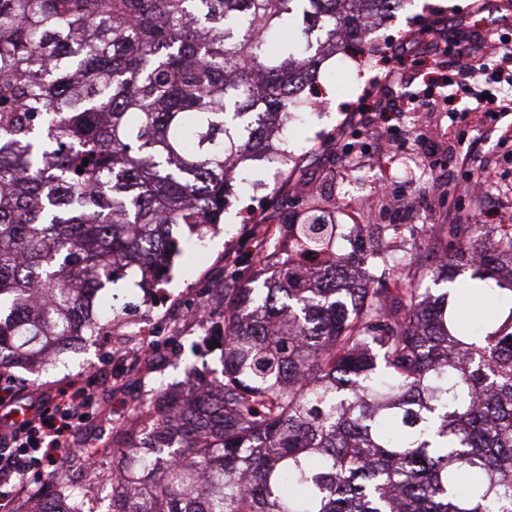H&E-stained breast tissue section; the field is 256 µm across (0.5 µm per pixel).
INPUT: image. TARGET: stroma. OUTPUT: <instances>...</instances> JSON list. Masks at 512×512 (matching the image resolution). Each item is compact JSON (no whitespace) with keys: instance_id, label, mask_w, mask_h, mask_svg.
Listing matches in <instances>:
<instances>
[{"instance_id":"stroma-1","label":"stroma","mask_w":512,"mask_h":512,"mask_svg":"<svg viewBox=\"0 0 512 512\" xmlns=\"http://www.w3.org/2000/svg\"><path fill=\"white\" fill-rule=\"evenodd\" d=\"M505 14L512 16V0H406L372 32L379 48L376 63L361 64L350 52L325 61L320 86L327 106L307 111L304 121L288 131V149L296 161L287 172H279L277 164L271 162H249L255 183L238 190L224 210L222 224L209 233L205 243L192 240L184 226L172 227L181 253L174 258L169 278L155 297L122 279L107 285L98 294L108 311L102 319L103 335L83 337L81 343L53 358L45 370L16 367L11 369V376L32 388L62 391L76 374L88 370L125 374L120 348L133 342L136 325L145 318L159 328L157 343L163 356L130 377L128 398L112 399L113 420L136 421L157 409L160 386H168L170 395L180 394L189 368L209 379L220 376L223 350L201 344L205 324L194 319L190 309L199 297L223 294L230 286H252V276L243 266L253 251L254 226L244 223L242 215L251 210L260 223H283L289 210L304 206L292 192L297 183L306 186L308 196L332 197L340 224L394 223L389 201L403 197L407 227L395 240L415 253L435 224L443 225L449 243H456L461 229L448 217V184L463 182L469 174L484 169L490 174V183L480 201L462 199L463 212L476 208L481 212V223L512 224V111L499 113L493 121L483 113L465 111L463 102L447 101V86L430 82L428 62L413 54L400 59L394 54L411 32L428 26L439 28L451 21L468 24L475 19L496 28ZM388 68L403 73L401 85H376V76ZM371 93L393 98L409 109L430 97L444 98L445 103L441 110L423 113L421 124H413L404 116L395 131H367L354 143V168L329 172L327 147ZM437 128L444 129L443 138H431V131ZM387 138L395 151L428 166L426 180L411 183L400 172H388L383 159ZM364 195L372 198L365 210L359 204Z\"/></svg>"}]
</instances>
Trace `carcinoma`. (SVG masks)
Here are the masks:
<instances>
[{
	"label": "carcinoma",
	"mask_w": 512,
	"mask_h": 512,
	"mask_svg": "<svg viewBox=\"0 0 512 512\" xmlns=\"http://www.w3.org/2000/svg\"><path fill=\"white\" fill-rule=\"evenodd\" d=\"M404 2L0 0V374L100 335L115 278L158 285L169 227L205 238L247 158L288 169L268 131ZM334 215L314 199L257 240L221 377L188 374L112 459V512H512V233L353 257ZM431 260L436 287L406 281ZM474 289L500 307L470 325Z\"/></svg>",
	"instance_id": "cac0c4a2"
}]
</instances>
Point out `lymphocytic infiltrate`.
<instances>
[{
	"instance_id": "1",
	"label": "lymphocytic infiltrate",
	"mask_w": 512,
	"mask_h": 512,
	"mask_svg": "<svg viewBox=\"0 0 512 512\" xmlns=\"http://www.w3.org/2000/svg\"><path fill=\"white\" fill-rule=\"evenodd\" d=\"M459 48L453 61L442 56L431 60L437 79L447 80L455 94L471 99L475 111L511 112L512 99L482 96L475 85L488 74V61L494 55L512 58V41L487 29L457 32ZM94 390L81 387L73 393L37 396L33 414L22 422L0 421V499L21 502V479L43 476L46 470L72 467L69 450L76 437L101 418L102 405L95 401Z\"/></svg>"
}]
</instances>
